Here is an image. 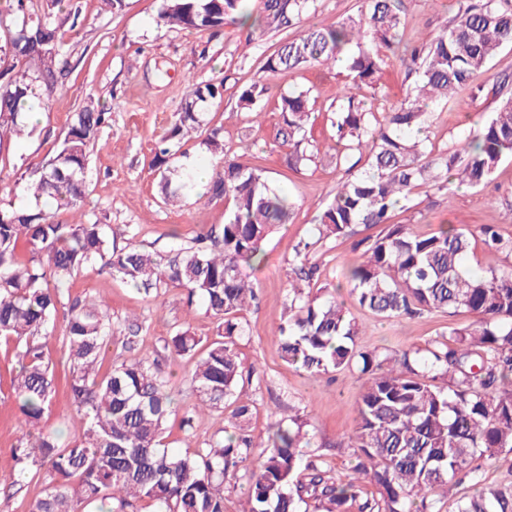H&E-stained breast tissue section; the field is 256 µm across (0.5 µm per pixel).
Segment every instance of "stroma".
Wrapping results in <instances>:
<instances>
[{"mask_svg":"<svg viewBox=\"0 0 512 512\" xmlns=\"http://www.w3.org/2000/svg\"><path fill=\"white\" fill-rule=\"evenodd\" d=\"M53 16L68 47L66 88L44 95L45 106L33 132L21 141L0 144V197L21 178L41 168L53 156L76 112L87 102L99 103L111 114V122L90 148L86 198L80 211L60 209L55 219L62 224L78 221L110 225L117 245L133 243L167 254L171 232L190 239L200 231L217 228L224 222V202L220 199L189 196L183 207L162 204L154 167L155 145L165 135L172 115L179 111L188 88L194 83H220L224 95L203 109L204 125L193 133L175 156V164L212 166L217 162L203 146L208 129L223 131L228 157L262 170L269 185L288 195L296 204L292 224L274 233L264 245L261 264L246 269L258 294L256 303L243 312L244 334L237 341L245 391L255 407L250 431L266 437L270 407L280 416L300 414L309 419L315 435L313 454L324 455L336 471H348L353 459L347 447L357 424V402L363 380L358 368L326 374L314 379L288 366L280 357L274 332L283 318L288 283L294 277V249L299 242L313 239L318 215L331 201L337 183L349 178L346 167L337 166L332 154L335 130L331 114L336 92L345 82L343 64L315 65L282 75L263 102L260 123H252L237 106L239 88L256 78L263 59L286 35L299 28L316 26L347 17H358L362 0H320L317 11L304 15L300 27L289 32H272L262 38L247 39L245 26L226 22L221 33L209 30L174 29L160 24L162 0H126L121 13L103 10L100 0H65L52 9L51 0H39ZM459 0H405L402 25L379 81L374 109L386 112L406 95L408 46L433 38L444 25L459 21ZM79 12L82 25L71 29L69 15ZM512 75V47L502 48L481 72L476 82L484 91L479 97L461 93L448 104L430 108L429 144L437 150L455 149L473 121L494 112L499 97L494 86ZM309 91L312 114L307 130L320 152L309 167L293 171L286 167L278 147L277 100L293 91ZM395 223L412 225L421 235H430L440 226L452 225L473 230L483 224L497 225L500 235L512 239V160H504L482 187H461L450 193L422 192L404 207L396 209ZM375 227L358 226L354 236L317 245L312 253L321 261L319 287L335 289L336 261H360L364 251L360 239L375 236ZM70 296L105 299L113 323L137 315L143 330L136 352L161 364H174L175 394L181 409L196 401L187 377L194 363H173L165 341L176 328L190 326L199 336L214 335L215 321L203 306L187 308L182 289L164 288L145 296L116 281L107 271L86 268L69 283ZM339 298L360 327L358 344L366 350L399 353L425 350L448 325H465L470 315L434 313L414 319L383 321L361 309L348 292ZM16 369L11 347L0 346V495L10 498L11 512H28L30 503L41 496L45 473H33L22 482L11 475V451L26 432L10 380ZM179 413L169 417L163 436L165 447L186 451L224 434V415L213 411L196 415L191 434L180 428ZM70 399L65 387H58L41 428L55 431L60 444L81 435L79 422L69 419Z\"/></svg>","mask_w":512,"mask_h":512,"instance_id":"stroma-1","label":"stroma"}]
</instances>
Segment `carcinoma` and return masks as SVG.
Wrapping results in <instances>:
<instances>
[{
	"label": "carcinoma",
	"mask_w": 512,
	"mask_h": 512,
	"mask_svg": "<svg viewBox=\"0 0 512 512\" xmlns=\"http://www.w3.org/2000/svg\"><path fill=\"white\" fill-rule=\"evenodd\" d=\"M22 21L10 39L22 71L0 82V142L32 132L21 116L42 105L40 88L51 91L64 76L65 42L51 13L29 12L31 0H15ZM250 0H163L159 21L170 28L220 31L228 16L241 24L251 17ZM260 32L286 31L317 10L318 0H257ZM359 18L312 26L265 56L259 76L237 92V105L262 113V101L282 74L345 57L332 125L336 165L349 153H364L368 169L342 181L320 215L318 238L299 242L295 278L288 288L286 315L276 330L281 358L318 378L357 364L366 375L357 406V425L348 437L356 463L344 476L300 449L313 435L300 416L277 418L265 439L249 434L253 401L242 398L237 339L240 315L256 299L243 268L261 260L273 229L290 220L295 205L272 189L261 170L224 158L220 130L205 144L221 158L211 169L205 195L227 204L219 231L177 242L160 256L129 243L110 244L107 224H59L41 208L0 207V338L14 344L18 370L12 394L32 427L14 448L13 476L19 482L49 466V481L29 512H224V483L244 482L241 512H441L448 492L469 483L473 493L457 499L456 512H512V488L483 483L480 460L512 451V271L466 267L472 233L453 226L423 236L409 224H394V210L420 190L448 192L479 188L512 158V95L470 128L459 148H427L429 104L474 88L477 73L497 52L512 46V0H461L460 20L412 47L408 74L414 87L403 102L378 116L362 91L376 90L402 24L403 0H363ZM223 86L191 85L180 111L155 153L162 202L177 206L196 189L193 171L169 166L183 140L202 123L199 106L220 98ZM307 92L283 94L278 102L279 145L286 166L300 170L315 157L306 136ZM109 113L87 103L75 113L60 148L39 172L16 189L77 211L86 191L89 146ZM363 224L382 227L362 259L346 274L349 295L381 319L465 311L472 321L448 326L425 354H382L358 349L359 326L335 294L311 296L300 283L320 276L310 252L328 238H344ZM484 246L512 253V240L492 224L479 226ZM98 266L112 278L146 295L181 288L186 303L202 300L217 322L212 339L187 328L174 331L167 348L175 360L190 358L189 378L197 403L182 418L190 433L200 407L227 412L224 438L192 452L162 446V433L177 402L171 374L147 357L119 355L101 378L100 359L115 328L98 300L67 299L63 288L82 268ZM69 364L66 386L71 417L82 435L61 448L54 433L39 428L57 391L43 339L58 316ZM441 379L447 387L440 388ZM376 489L363 496V483Z\"/></svg>",
	"instance_id": "cac0c4a2"
}]
</instances>
